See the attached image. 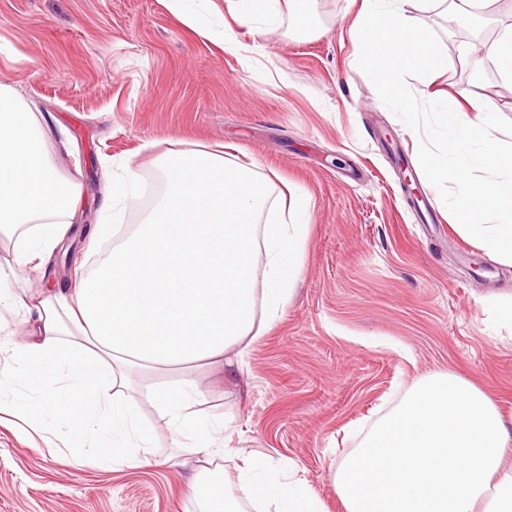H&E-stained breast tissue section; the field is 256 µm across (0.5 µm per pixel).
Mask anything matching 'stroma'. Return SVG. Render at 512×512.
Segmentation results:
<instances>
[{"mask_svg":"<svg viewBox=\"0 0 512 512\" xmlns=\"http://www.w3.org/2000/svg\"><path fill=\"white\" fill-rule=\"evenodd\" d=\"M353 0H314L312 13L262 35L241 28L251 61L186 28L166 0H0V85L44 120L53 167L79 174L83 205L47 278L70 285L68 259L90 263L85 240L100 221L103 187L119 164L158 174L160 154L234 145L311 200L310 233L292 300L250 349L242 374L207 370L202 407L230 419L232 456L194 494L193 470L167 463L164 418L140 406L163 465L131 470L68 466L52 426L18 434L0 416V512H209L223 476L258 452L292 467L343 512L332 476L378 419L421 380L460 378L512 418V329L493 304L512 295V265L490 262L452 227L455 187L422 182L439 217L416 215L396 161L421 171L431 144L369 77L349 24ZM495 20L439 30L453 53L441 85L488 97L491 131L512 149V86L497 65L457 54L493 38Z\"/></svg>","mask_w":512,"mask_h":512,"instance_id":"1","label":"stroma"}]
</instances>
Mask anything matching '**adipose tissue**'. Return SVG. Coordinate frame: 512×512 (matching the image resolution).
Segmentation results:
<instances>
[{
    "mask_svg": "<svg viewBox=\"0 0 512 512\" xmlns=\"http://www.w3.org/2000/svg\"><path fill=\"white\" fill-rule=\"evenodd\" d=\"M173 2L184 26L240 55L248 47L237 25L273 30L307 0H226L233 22L218 33L206 22L212 0ZM499 13L512 15V0H362L352 28L368 72L404 112L414 107L399 90L402 76H419L432 119L423 169L433 186H457L458 233L512 265V153L490 136L499 107L488 99L465 107L433 89L450 51L435 23ZM161 164V197L125 235L121 205L140 175L125 164L113 176L88 248L121 238L72 286L18 298L7 287L12 269L0 267V310L26 315L30 334L14 343L6 372L34 398L10 409L64 427L69 441L94 437L97 458L137 469L157 462L153 432L137 415L144 400L165 418L180 465L207 468L223 454L227 425L200 408L199 368L235 377L279 319L305 255L310 202L221 150L170 151ZM81 198L80 183L52 166L36 112L0 86V234L12 240L16 263L43 267L70 235ZM177 368L181 377L166 380ZM137 372L159 381L143 385ZM334 483L344 512H512V428L482 391L431 377L371 428ZM248 503L261 512H327L302 480L251 456L220 509L244 512Z\"/></svg>",
    "mask_w": 512,
    "mask_h": 512,
    "instance_id": "1",
    "label": "adipose tissue"
}]
</instances>
